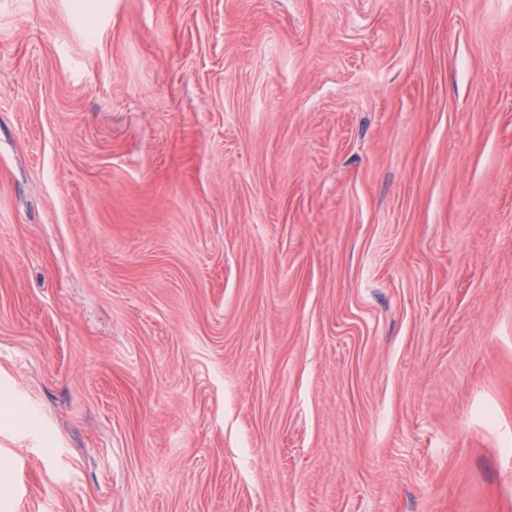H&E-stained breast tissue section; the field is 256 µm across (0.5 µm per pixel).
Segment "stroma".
I'll return each instance as SVG.
<instances>
[{
  "instance_id": "obj_1",
  "label": "stroma",
  "mask_w": 512,
  "mask_h": 512,
  "mask_svg": "<svg viewBox=\"0 0 512 512\" xmlns=\"http://www.w3.org/2000/svg\"><path fill=\"white\" fill-rule=\"evenodd\" d=\"M0 512H512V0H0Z\"/></svg>"
}]
</instances>
